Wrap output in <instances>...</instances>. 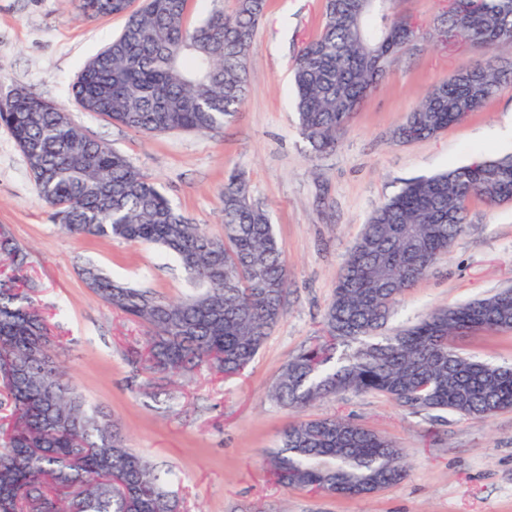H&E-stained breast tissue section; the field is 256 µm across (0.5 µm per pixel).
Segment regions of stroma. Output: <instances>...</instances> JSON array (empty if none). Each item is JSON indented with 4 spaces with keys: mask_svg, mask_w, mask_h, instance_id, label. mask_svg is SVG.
Instances as JSON below:
<instances>
[{
    "mask_svg": "<svg viewBox=\"0 0 512 512\" xmlns=\"http://www.w3.org/2000/svg\"><path fill=\"white\" fill-rule=\"evenodd\" d=\"M323 0H267L253 44L246 100L223 128L147 135L79 108L71 88L88 61L120 34L121 15L84 19L69 0H0V94L16 87L55 104L89 137L123 153L210 235L223 236L224 181L238 173L271 217L290 271L288 311L242 375L207 368L172 377L155 395L132 361L142 329L89 288L81 269L169 299L193 293L179 263L158 246L63 234L37 196L27 161L0 126V226L27 255L24 276L55 352L93 406L123 426L130 448L177 476L183 512H512V410L488 419L414 412L377 393L345 392L303 410L269 396L282 366L318 335L337 273L375 207L402 182L512 156L505 137L512 89L439 137L391 139L420 96L482 51L419 41L400 54L363 102L335 152H315L294 106L291 66L322 23ZM512 287V202L472 207L470 222L433 272L407 291L382 335L430 311ZM464 355L512 365V332L476 333ZM341 415L387 435L408 464L405 480L368 497L280 488L266 453L299 419Z\"/></svg>",
    "mask_w": 512,
    "mask_h": 512,
    "instance_id": "stroma-1",
    "label": "stroma"
}]
</instances>
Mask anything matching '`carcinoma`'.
Returning a JSON list of instances; mask_svg holds the SVG:
<instances>
[{
	"label": "carcinoma",
	"instance_id": "obj_1",
	"mask_svg": "<svg viewBox=\"0 0 512 512\" xmlns=\"http://www.w3.org/2000/svg\"><path fill=\"white\" fill-rule=\"evenodd\" d=\"M190 0H77L79 16L125 15L121 33L86 65L73 86L79 106L135 132H209L244 103L257 24L266 0L213 7L190 28ZM404 0H325L317 36L297 54L292 91L303 137L321 153L336 148L392 59L422 31L403 21ZM470 46L512 44V0H472L439 14ZM475 77L444 80L422 96L392 140L435 138L507 88L491 56L465 66ZM0 125L26 158L39 199L62 232L165 247L191 295L171 300L83 269L87 288L145 328L135 362L163 382L207 365L239 375L254 360L288 304V265L265 209L244 180L224 182V237L177 210L121 152L88 137L67 113L23 88L0 96ZM447 172L407 179L370 215L336 279L316 342L291 357L271 397L291 409L342 392H375L399 406L488 418L512 409V368L462 355L457 341L477 331L512 330V292L438 308L391 336L376 332L404 293L450 249L473 203L512 202V157L474 158ZM0 259L17 268L26 254L10 233ZM51 336L30 290L0 278V375L9 414L0 421V512H181L167 470L127 445L122 427L86 406L50 351ZM285 489L304 487L369 496L401 483L407 470L396 444L338 417L299 420L270 454Z\"/></svg>",
	"mask_w": 512,
	"mask_h": 512
}]
</instances>
